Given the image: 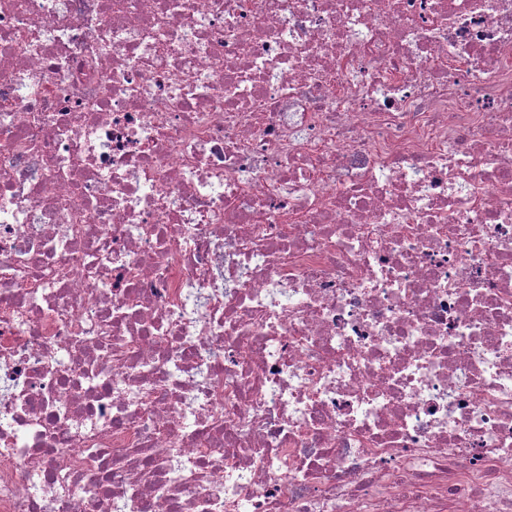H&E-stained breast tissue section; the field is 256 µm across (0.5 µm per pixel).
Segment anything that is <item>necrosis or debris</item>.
<instances>
[{"mask_svg": "<svg viewBox=\"0 0 512 512\" xmlns=\"http://www.w3.org/2000/svg\"><path fill=\"white\" fill-rule=\"evenodd\" d=\"M0 512H512V0H0Z\"/></svg>", "mask_w": 512, "mask_h": 512, "instance_id": "4bbe7bcc", "label": "necrosis or debris"}]
</instances>
